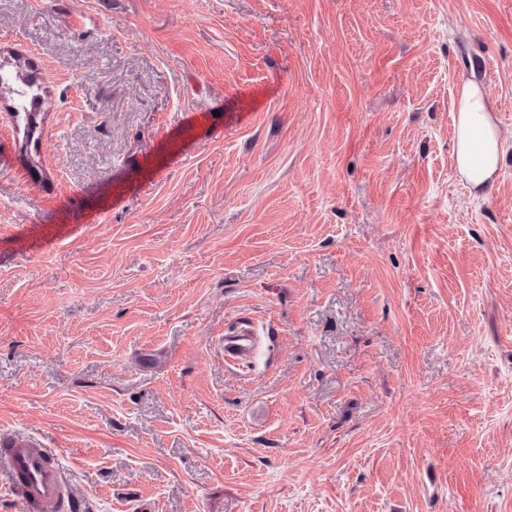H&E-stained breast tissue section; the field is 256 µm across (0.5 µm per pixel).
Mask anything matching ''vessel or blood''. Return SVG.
<instances>
[{
  "label": "vessel or blood",
  "instance_id": "vessel-or-blood-1",
  "mask_svg": "<svg viewBox=\"0 0 512 512\" xmlns=\"http://www.w3.org/2000/svg\"><path fill=\"white\" fill-rule=\"evenodd\" d=\"M0 478L22 512H73L68 473L51 449L33 437H0Z\"/></svg>",
  "mask_w": 512,
  "mask_h": 512
}]
</instances>
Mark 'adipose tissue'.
I'll return each mask as SVG.
<instances>
[{"label":"adipose tissue","instance_id":"1","mask_svg":"<svg viewBox=\"0 0 512 512\" xmlns=\"http://www.w3.org/2000/svg\"><path fill=\"white\" fill-rule=\"evenodd\" d=\"M453 158L456 172L474 195L493 184L506 151L482 84L462 82L454 99Z\"/></svg>","mask_w":512,"mask_h":512}]
</instances>
